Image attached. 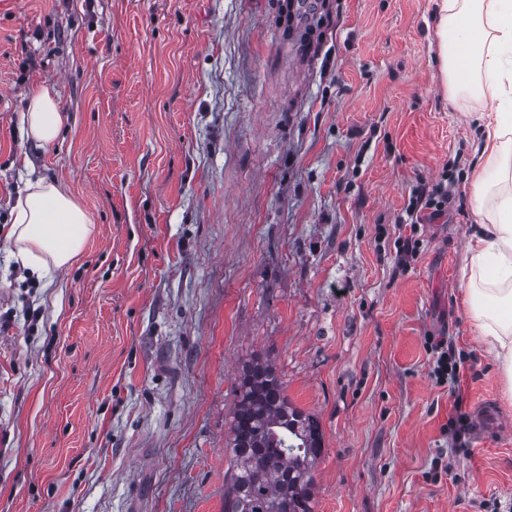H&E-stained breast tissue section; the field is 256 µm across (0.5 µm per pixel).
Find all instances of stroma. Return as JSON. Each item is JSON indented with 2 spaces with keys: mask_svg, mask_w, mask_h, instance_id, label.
<instances>
[{
  "mask_svg": "<svg viewBox=\"0 0 512 512\" xmlns=\"http://www.w3.org/2000/svg\"><path fill=\"white\" fill-rule=\"evenodd\" d=\"M435 3L307 2L290 33L283 0H0V512H222L256 356L320 423L314 512H512V400L462 302L487 106L449 102ZM41 85L69 122L35 153ZM444 173L447 221L397 223ZM37 177L93 220L51 284L9 257ZM486 403L502 432L455 437ZM426 345L428 350L437 355L433 370L437 382L439 384L448 383V381L454 383L463 364V357L460 353L457 356L455 348L452 344H448V340L444 336L439 338L427 336Z\"/></svg>",
  "mask_w": 512,
  "mask_h": 512,
  "instance_id": "35a3bbf8",
  "label": "stroma"
}]
</instances>
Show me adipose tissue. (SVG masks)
Instances as JSON below:
<instances>
[{
    "mask_svg": "<svg viewBox=\"0 0 512 512\" xmlns=\"http://www.w3.org/2000/svg\"><path fill=\"white\" fill-rule=\"evenodd\" d=\"M433 21L447 93L491 106L474 184L483 231L467 247L464 302L512 397V0H441ZM67 122L56 89L36 88L23 127L29 145L51 147ZM12 214V258L47 281L82 251L91 232L83 208L61 184L43 177L27 184Z\"/></svg>",
    "mask_w": 512,
    "mask_h": 512,
    "instance_id": "adipose-tissue-1",
    "label": "adipose tissue"
}]
</instances>
